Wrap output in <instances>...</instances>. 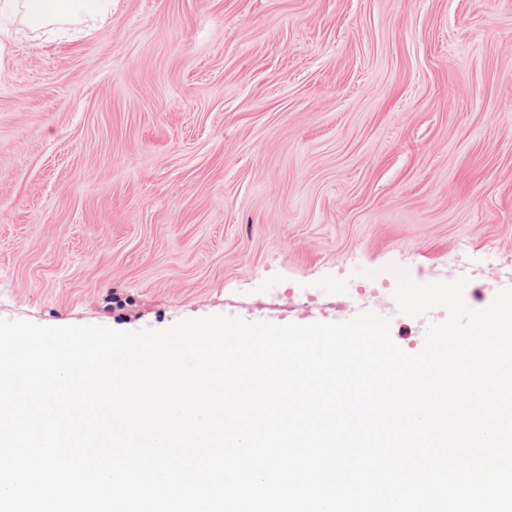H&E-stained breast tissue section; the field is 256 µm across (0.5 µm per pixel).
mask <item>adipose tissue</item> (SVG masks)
Masks as SVG:
<instances>
[{
  "mask_svg": "<svg viewBox=\"0 0 512 512\" xmlns=\"http://www.w3.org/2000/svg\"><path fill=\"white\" fill-rule=\"evenodd\" d=\"M111 8L110 0H0V34L15 25L32 31L76 25Z\"/></svg>",
  "mask_w": 512,
  "mask_h": 512,
  "instance_id": "adipose-tissue-1",
  "label": "adipose tissue"
}]
</instances>
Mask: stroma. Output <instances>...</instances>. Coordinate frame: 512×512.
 I'll list each match as a JSON object with an SVG mask.
<instances>
[{"label":"stroma","instance_id":"obj_1","mask_svg":"<svg viewBox=\"0 0 512 512\" xmlns=\"http://www.w3.org/2000/svg\"><path fill=\"white\" fill-rule=\"evenodd\" d=\"M512 286V0H112L0 42V318L373 311Z\"/></svg>","mask_w":512,"mask_h":512}]
</instances>
